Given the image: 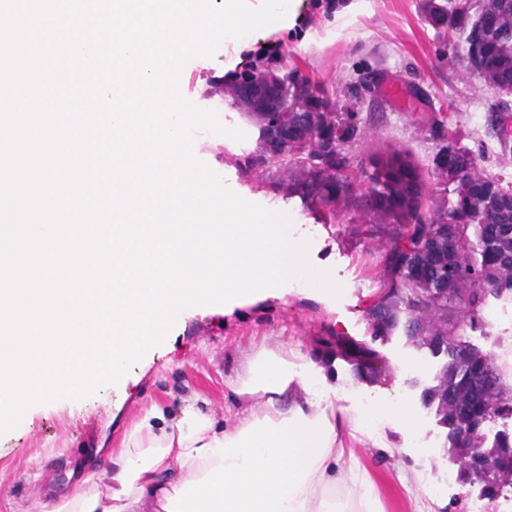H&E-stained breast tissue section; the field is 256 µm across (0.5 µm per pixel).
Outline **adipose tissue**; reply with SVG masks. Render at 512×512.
Returning <instances> with one entry per match:
<instances>
[{"label": "adipose tissue", "mask_w": 512, "mask_h": 512, "mask_svg": "<svg viewBox=\"0 0 512 512\" xmlns=\"http://www.w3.org/2000/svg\"><path fill=\"white\" fill-rule=\"evenodd\" d=\"M314 385L306 355L261 340L228 384L241 407L234 425L215 428L189 404L158 430L151 409L98 474L38 512H381L367 473L339 465L340 428L365 435L368 415L343 421L291 401Z\"/></svg>", "instance_id": "adipose-tissue-1"}]
</instances>
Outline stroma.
Here are the masks:
<instances>
[{
  "mask_svg": "<svg viewBox=\"0 0 512 512\" xmlns=\"http://www.w3.org/2000/svg\"><path fill=\"white\" fill-rule=\"evenodd\" d=\"M423 5L424 0H358L355 9L342 12L329 0H304L293 27L241 40L236 48L216 49L184 66L181 95L201 109H220V124L246 134L238 142L197 131L195 159L221 172L224 185L238 196L288 214L295 237L310 243V263L329 269L342 293L335 299L318 290L278 289L227 307L186 308L164 341L128 371L124 384L37 406L0 436V512H37L48 495L96 473L105 450L122 447L150 408L170 416L190 399L215 427L232 425L238 408L228 383L252 343L264 338L307 356L330 392L319 403L332 405L337 417L396 398L412 405V428L388 416L371 438L339 433L368 474L382 512H470L473 500L487 499L483 482L449 479L448 430L434 408L422 402L444 356L412 347L403 332L381 340L368 328L366 299L383 277L372 241L351 234L345 218L321 221L299 198L284 196L273 183L274 164L257 165L242 175L238 161L256 153L258 130L214 88L224 75L249 69L268 48H286L290 64L324 82L337 102L359 112L353 143L359 161L385 150L409 151L428 196L436 188L433 159L446 136L478 156L486 176L512 188V141L501 144L487 132L489 113H502L512 123V94L486 89L452 63L437 64L440 43ZM367 70L377 74L376 91L361 96L356 80ZM391 83L406 90L408 109L387 95ZM484 317V330L467 331L468 341L497 362L512 361V297L489 298ZM326 336L375 350L384 371L371 380L357 379L347 360L318 345V338ZM442 483L447 492L434 494ZM487 501L490 512H512V487Z\"/></svg>",
  "mask_w": 512,
  "mask_h": 512,
  "instance_id": "35a3bbf8",
  "label": "stroma"
}]
</instances>
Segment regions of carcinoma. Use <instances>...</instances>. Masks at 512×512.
<instances>
[{
    "label": "carcinoma",
    "instance_id": "obj_1",
    "mask_svg": "<svg viewBox=\"0 0 512 512\" xmlns=\"http://www.w3.org/2000/svg\"><path fill=\"white\" fill-rule=\"evenodd\" d=\"M476 2L500 19L489 36L493 63L484 72V81L512 83V0ZM424 14L439 40L450 31L455 34L448 50L457 63L470 69L473 16L456 10L453 0H426ZM242 80L263 90L274 83L284 87V99L279 103L266 95L261 102L253 97L239 106L255 120L262 149L277 164L276 185L308 207L326 210L333 217L338 213L350 216L353 234H368L384 241L387 248L405 245L401 254L381 257L383 284L369 296L365 309L372 336L385 338L401 328L414 347L446 356L443 372L437 374L434 385L424 389L422 400L436 408L440 422L448 427L453 456L467 461L459 473L481 479L490 497L512 486V438L504 434L488 447L483 432L491 420L512 417V387L506 385L492 355L471 347L465 337V328L484 327L488 297L512 294V190L489 178V191L474 193L470 169L476 156L447 143L436 154L439 189L429 197L428 215L422 221L411 212H393L375 202L403 193L408 181L416 179L410 163L399 164L389 153L383 164L361 168L367 197L344 194L338 198L324 182H351L348 144L355 139L360 113L340 108L328 111L329 89L299 75L297 67L288 65L286 51L258 58ZM276 125L296 132V136L272 137L269 129ZM448 219L455 221L456 248L451 253L447 237L441 233ZM483 224H502L508 233L487 242L481 235ZM431 264L436 279L415 275V267ZM447 280L450 289L443 292L441 283ZM347 352L353 356V372L358 378L376 374L378 362L372 352L355 345ZM484 452L501 459L499 476L481 473L477 461Z\"/></svg>",
    "mask_w": 512,
    "mask_h": 512
}]
</instances>
